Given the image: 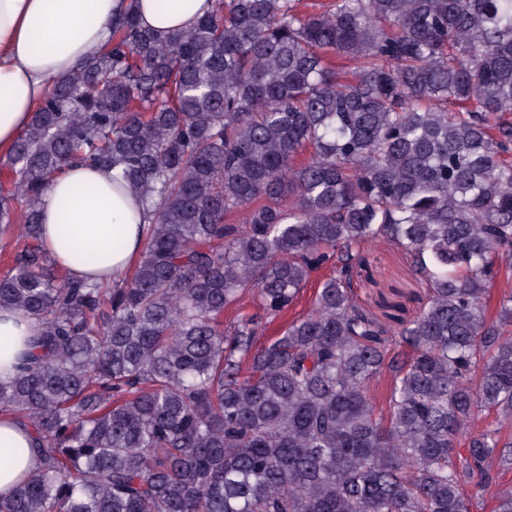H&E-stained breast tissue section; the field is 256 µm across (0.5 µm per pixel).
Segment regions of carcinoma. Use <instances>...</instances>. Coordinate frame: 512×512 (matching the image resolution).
<instances>
[{"mask_svg": "<svg viewBox=\"0 0 512 512\" xmlns=\"http://www.w3.org/2000/svg\"><path fill=\"white\" fill-rule=\"evenodd\" d=\"M299 4L213 0L165 38L126 13L8 154L0 228L35 245L0 307L39 331L0 416L40 468L0 512H471L512 468V0ZM75 162L151 213L113 288L39 244ZM379 239L427 289L410 319L353 300ZM315 283L312 285L309 284L307 288H304L301 292L297 304L288 310V312L282 314L277 319H275L268 327L263 337L260 338L259 344H263L266 340L267 336H277L281 328L286 325L289 321H292L297 316L305 313L314 296Z\"/></svg>", "mask_w": 512, "mask_h": 512, "instance_id": "carcinoma-1", "label": "carcinoma"}]
</instances>
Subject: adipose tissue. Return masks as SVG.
Masks as SVG:
<instances>
[{"label":"adipose tissue","instance_id":"1","mask_svg":"<svg viewBox=\"0 0 512 512\" xmlns=\"http://www.w3.org/2000/svg\"><path fill=\"white\" fill-rule=\"evenodd\" d=\"M133 9L142 27L164 36L191 27L212 0H0V154L9 153L56 81L97 54L109 24ZM42 242L77 280L121 281L140 254L150 215L114 170L68 165L43 193ZM27 425L0 418V447L17 451L0 469V493L37 471Z\"/></svg>","mask_w":512,"mask_h":512}]
</instances>
